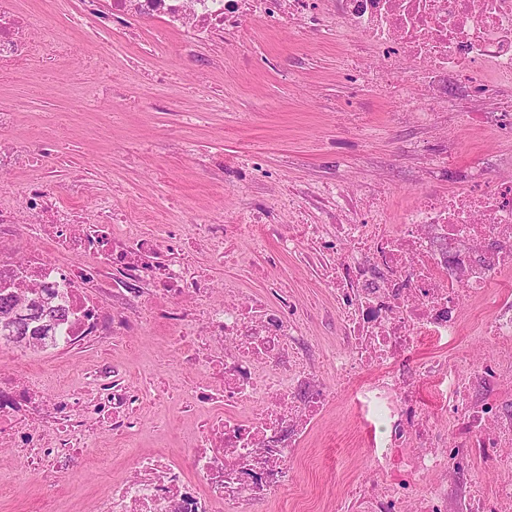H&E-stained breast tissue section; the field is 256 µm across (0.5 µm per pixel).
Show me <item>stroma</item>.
<instances>
[{
  "label": "stroma",
  "instance_id": "stroma-1",
  "mask_svg": "<svg viewBox=\"0 0 512 512\" xmlns=\"http://www.w3.org/2000/svg\"><path fill=\"white\" fill-rule=\"evenodd\" d=\"M80 9L81 0H69L65 11L44 15L47 24L65 34L59 67L42 70L35 81L15 75L0 87V102L15 95L26 103L13 125L0 129V139L43 134L63 144L67 159L50 173L40 166L0 176V186L48 174L60 187L78 174L91 186L83 201L89 208L107 199L121 206L130 187L137 188L146 207L162 192L183 202L177 216L190 234L194 212L243 217L255 198L284 202L296 189L336 180L351 186L355 206L364 208L380 198L387 223L394 224L425 196L460 189L475 169L486 168L490 183L512 177V136L479 126L468 113L444 103L434 112H406L377 88L354 84L350 70L367 65L369 49L358 34L332 26L303 37L272 32L251 17L243 21L251 32L245 49L189 41L163 56L156 55L150 35L136 40L115 36L114 91L102 94L98 110H87L82 97L70 92L90 48L82 31L67 26L68 14ZM160 67L172 75L164 85L151 76ZM116 93L123 100L117 112L112 109ZM187 138L194 143L190 153L183 147ZM442 152L448 164L427 168V156ZM202 153L223 156L233 170L202 165ZM231 178L239 188L229 194L225 182ZM276 271L287 274L300 304L310 310L305 318L309 339L335 344L333 300L304 253L280 259ZM210 276L218 299L230 282L241 296L266 294L265 281L245 267L227 264L213 268ZM167 350L166 324L159 319L145 335L112 346L110 355L121 368L123 383L139 384L149 373L174 389L181 382V367H156ZM99 359L98 350L80 346L0 363L37 372L50 393L76 395L85 392ZM195 423L188 409L149 408L133 450L178 452ZM356 431L350 402L332 405L298 466L296 484L267 512H330ZM87 444L91 453L83 469L60 483V512H78L84 500L124 473L126 459L113 453L105 431ZM15 465L10 452L0 453V512H44L33 482L17 480Z\"/></svg>",
  "mask_w": 512,
  "mask_h": 512
}]
</instances>
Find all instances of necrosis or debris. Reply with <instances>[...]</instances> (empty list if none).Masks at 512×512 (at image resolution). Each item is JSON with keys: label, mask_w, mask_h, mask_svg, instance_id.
I'll return each instance as SVG.
<instances>
[{"label": "necrosis or debris", "mask_w": 512, "mask_h": 512, "mask_svg": "<svg viewBox=\"0 0 512 512\" xmlns=\"http://www.w3.org/2000/svg\"><path fill=\"white\" fill-rule=\"evenodd\" d=\"M328 11L372 53L358 82L400 71L401 82L386 91L411 110L433 112L460 77L459 111L489 127L512 126V114L486 109L512 86V0H83L72 23L95 21L86 32L87 104L99 106L115 81L103 65L113 26L134 35L157 24L164 36L220 43L250 12L271 27L311 33ZM62 48L40 14L0 0V81L35 74ZM83 193L78 179L60 192L45 179L0 188V299L21 308L33 293H54L65 311L57 338L67 346L103 348L142 335L164 312L171 352L198 374L177 391L150 379L131 387L105 358L74 402L0 369V450L22 445L18 469L35 477L48 503L85 462L91 421L106 417V432L124 446L141 431L144 405L170 401L198 411L193 439L176 455L131 456L130 476L96 512H261L292 482L312 427L349 392L387 434L363 448L371 475L347 482L335 512H512V180L425 196L396 224L375 209L352 210L329 231L281 229L278 207L258 200L233 221L194 214L191 238L168 219L170 198L157 202L166 216L159 231L134 236L124 210L88 211ZM259 230L275 236L280 254L324 257L336 345L313 349L288 298L239 300L228 287L222 303L212 302L213 266L247 264L269 275ZM43 239L51 249L40 248ZM243 240L249 251L237 249ZM468 304L479 314L467 321ZM467 335L490 341L494 357L466 361ZM425 340L453 347L437 359L416 357ZM316 361L335 373V388L315 379ZM481 466L502 479L482 488Z\"/></svg>", "instance_id": "necrosis-or-debris-1"}]
</instances>
